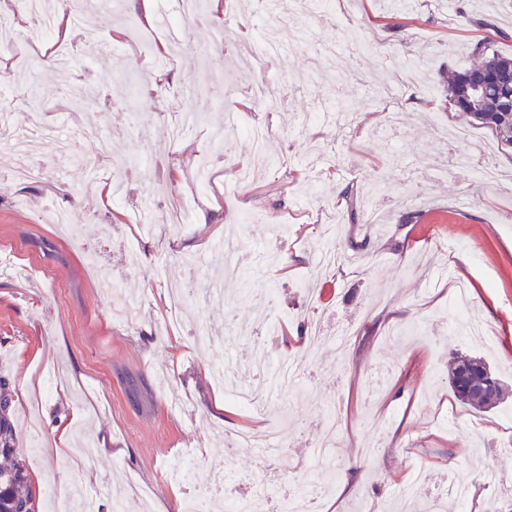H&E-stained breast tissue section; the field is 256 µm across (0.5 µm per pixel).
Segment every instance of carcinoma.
<instances>
[{
	"label": "carcinoma",
	"instance_id": "1",
	"mask_svg": "<svg viewBox=\"0 0 512 512\" xmlns=\"http://www.w3.org/2000/svg\"><path fill=\"white\" fill-rule=\"evenodd\" d=\"M475 54L477 63L449 75L446 97L457 111L489 129L500 144L512 147V56L487 44L477 46ZM448 380L458 399L479 411L497 407L508 394L501 379L476 356L454 358ZM15 452L10 399L6 381L0 378V512H33V493Z\"/></svg>",
	"mask_w": 512,
	"mask_h": 512
}]
</instances>
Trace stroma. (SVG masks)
<instances>
[{
    "label": "stroma",
    "mask_w": 512,
    "mask_h": 512,
    "mask_svg": "<svg viewBox=\"0 0 512 512\" xmlns=\"http://www.w3.org/2000/svg\"><path fill=\"white\" fill-rule=\"evenodd\" d=\"M114 2L95 57L73 24L70 87L43 74L36 98L0 92L13 121L0 142L38 104L48 124L96 130L129 158L125 196L104 204L53 142L33 183L16 181L17 155L0 150V376L35 512L74 485L96 495L97 512H115L113 489L132 481L148 498L126 512H182L187 495L208 500L219 484L248 512H274L288 492L306 512H397L402 492L429 500L452 480L470 488L462 512H493L499 481L512 480L500 448L512 440V396L487 412L461 404L448 362L483 358L512 387V147L447 105L442 76L473 63L482 42L512 55V9L335 0L320 19L300 0H273L315 45L349 35L371 45L339 78L312 49L242 65L240 47L264 28L258 0H222L219 23L200 13L169 55L162 27ZM171 102L202 121L174 132ZM228 109L245 126L229 140L210 122ZM330 110L334 120L302 121ZM252 127L268 131L280 163L225 195L249 162ZM470 149L495 183L453 167ZM178 195L186 228H138L142 198L158 210ZM248 234L255 246L226 272L221 239ZM330 240L357 265L320 263ZM113 279L120 289L103 293ZM261 353L268 368L238 380L254 405L228 401L218 368ZM331 412L341 425L325 459ZM58 426L66 441L44 452ZM242 430L283 444L275 481L263 479L261 449L237 444Z\"/></svg>",
    "instance_id": "obj_1"
}]
</instances>
